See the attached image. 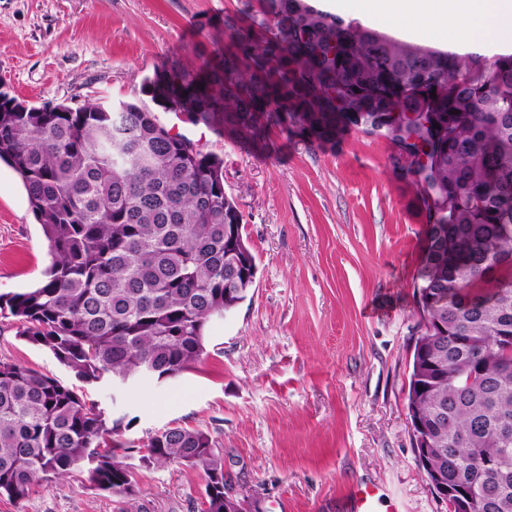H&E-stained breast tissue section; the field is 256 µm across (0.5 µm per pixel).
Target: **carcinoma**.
Segmentation results:
<instances>
[{
	"label": "carcinoma",
	"mask_w": 512,
	"mask_h": 512,
	"mask_svg": "<svg viewBox=\"0 0 512 512\" xmlns=\"http://www.w3.org/2000/svg\"><path fill=\"white\" fill-rule=\"evenodd\" d=\"M224 28L217 64L174 65L142 92L254 143L272 127L322 142L356 126L405 152L402 176L427 225L407 403L434 425L422 468L473 489L477 512H512V363L500 341L512 336V55L459 62L312 0H261L246 29L230 15ZM60 108L0 111V161L21 179L51 255L37 286L0 295V316L82 382L176 377L206 354L208 320L254 285L224 159L186 153L188 138L135 103ZM121 423L75 387L0 360V497L19 505L34 484L84 466L127 512L136 479L122 459L136 453L202 470L203 512H224L208 432L169 427L141 447L119 439Z\"/></svg>",
	"instance_id": "obj_1"
}]
</instances>
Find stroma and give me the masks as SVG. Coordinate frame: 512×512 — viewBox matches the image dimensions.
Segmentation results:
<instances>
[{"label": "stroma", "instance_id": "35a3bbf8", "mask_svg": "<svg viewBox=\"0 0 512 512\" xmlns=\"http://www.w3.org/2000/svg\"><path fill=\"white\" fill-rule=\"evenodd\" d=\"M258 0H0V83L36 106L133 101L220 155L224 189L257 260L253 288L206 329L203 362L159 382L86 393L138 442L168 427L211 435L224 494L248 512H350V489L381 490L377 512H448L419 466L407 411L419 322L414 280L426 225L397 148L354 128L318 144L269 129L264 143L190 124L142 91L167 64L223 54L225 15ZM49 247L16 173L0 164V294L39 281ZM67 385L45 347L0 317V360ZM142 512H201L205 474L128 459ZM0 512H119L80 472L33 486Z\"/></svg>", "mask_w": 512, "mask_h": 512}]
</instances>
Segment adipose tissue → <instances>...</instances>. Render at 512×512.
<instances>
[{"mask_svg":"<svg viewBox=\"0 0 512 512\" xmlns=\"http://www.w3.org/2000/svg\"><path fill=\"white\" fill-rule=\"evenodd\" d=\"M333 7L368 27L406 18L401 33L410 40L452 29V46L463 56L512 53V0H335Z\"/></svg>","mask_w":512,"mask_h":512,"instance_id":"1","label":"adipose tissue"}]
</instances>
